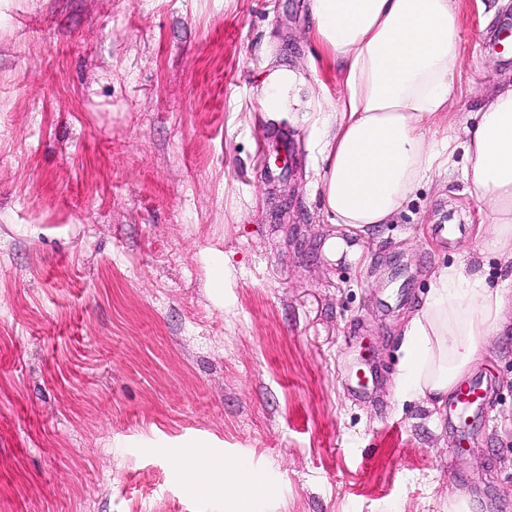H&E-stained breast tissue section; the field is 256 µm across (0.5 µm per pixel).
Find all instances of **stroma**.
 Segmentation results:
<instances>
[{"mask_svg":"<svg viewBox=\"0 0 512 512\" xmlns=\"http://www.w3.org/2000/svg\"><path fill=\"white\" fill-rule=\"evenodd\" d=\"M457 6L462 139L512 85V0ZM312 27L311 0H0V512H224L198 457L263 471L260 512H512V333L477 342L465 450L395 388L435 270L512 300V269L458 173L329 223L316 114L259 102L279 65L340 98Z\"/></svg>","mask_w":512,"mask_h":512,"instance_id":"obj_1","label":"stroma"}]
</instances>
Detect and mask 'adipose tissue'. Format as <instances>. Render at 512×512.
Instances as JSON below:
<instances>
[{
	"label": "adipose tissue",
	"instance_id": "ef3b65f1",
	"mask_svg": "<svg viewBox=\"0 0 512 512\" xmlns=\"http://www.w3.org/2000/svg\"><path fill=\"white\" fill-rule=\"evenodd\" d=\"M311 10L316 41L345 68L344 93L319 129L330 223L360 231L387 223L423 180L458 167L470 194L487 208L476 227L478 246L512 261V88L484 105L464 146L446 132L428 135L445 113L460 68L456 0H312ZM259 100L268 113L304 106L285 66L264 77ZM459 150L461 167L454 161ZM507 305L503 292L466 265L440 269L425 308L403 332L399 393L443 406L474 362L478 339L512 329ZM230 473L239 493L225 500V512H249L267 485L261 473L207 460L185 471L211 489L224 486Z\"/></svg>",
	"mask_w": 512,
	"mask_h": 512
}]
</instances>
